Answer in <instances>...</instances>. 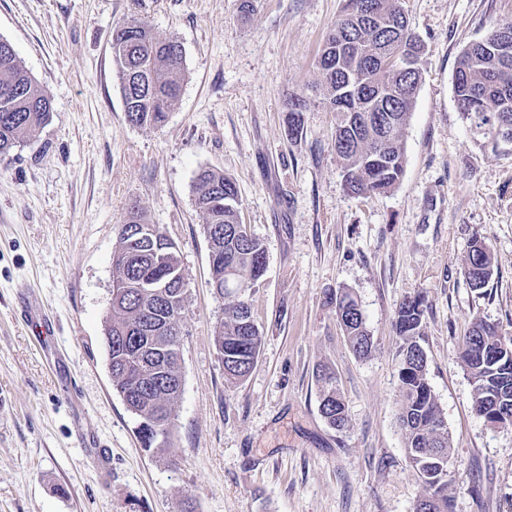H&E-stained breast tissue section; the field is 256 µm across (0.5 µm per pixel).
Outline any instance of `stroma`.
I'll list each match as a JSON object with an SVG mask.
<instances>
[{
    "mask_svg": "<svg viewBox=\"0 0 512 512\" xmlns=\"http://www.w3.org/2000/svg\"><path fill=\"white\" fill-rule=\"evenodd\" d=\"M0 0V37L53 98L50 122L0 159V512H414L421 481L398 423L404 298H425L427 377L447 422L453 512H512V426L473 409L459 352L473 318L512 332V151L481 147L452 89L462 50L512 0H400L424 45L391 192L347 193L315 63L342 0ZM130 17L183 49L186 79L159 128L128 122L112 28ZM311 107L289 138L291 96ZM235 179L241 221L267 247L249 293L259 358L232 383L215 342L226 301L210 286L195 203L200 169ZM177 247L185 273L182 392L168 442L143 447L114 389L105 330L112 259L130 204ZM493 258L481 290L473 237ZM356 298L374 350L336 319ZM40 300L43 338L15 311ZM348 408L319 412L321 369ZM493 257L485 241L475 238L469 247L464 263V275L475 290L484 288L492 275Z\"/></svg>",
    "mask_w": 512,
    "mask_h": 512,
    "instance_id": "35a3bbf8",
    "label": "stroma"
}]
</instances>
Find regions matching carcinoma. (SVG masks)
<instances>
[{
    "label": "carcinoma",
    "instance_id": "cac0c4a2",
    "mask_svg": "<svg viewBox=\"0 0 512 512\" xmlns=\"http://www.w3.org/2000/svg\"><path fill=\"white\" fill-rule=\"evenodd\" d=\"M423 46L409 28L397 0H344L316 61L324 105L341 117L335 130L336 155L347 192L388 193L405 166L401 131L412 112L420 83ZM112 59L127 120L158 128L180 97L185 81L181 44L160 38L149 23L130 17L114 26ZM458 112L477 135L493 145L512 140V18L494 22L460 54L453 76ZM307 101L291 98L285 124L294 138L304 129ZM53 112L49 91L22 65L11 43L0 38V158L43 128ZM195 202L205 219L214 258L211 286L231 298L215 335L224 372L243 380L259 356L262 334L248 302V290L266 270V247L239 221V191L233 178L211 169L198 172ZM112 280L125 284L112 304L105 333L113 386L140 419L139 435L150 448L167 439L182 391L181 321L185 275L178 250L160 227L132 205L120 224ZM485 241L474 239L464 275L475 290L492 275ZM424 298H406L395 313L399 336L402 401L398 421L405 448L419 471L423 492L415 512H451L448 499L450 443L442 410L427 379L420 343ZM336 318L353 352L371 355L374 342L363 314L348 293L336 299ZM460 358L473 385V408L482 417L493 408L512 417V336L476 318L463 338ZM319 409L334 429L348 424L345 404L329 371L320 374Z\"/></svg>",
    "mask_w": 512,
    "mask_h": 512
}]
</instances>
